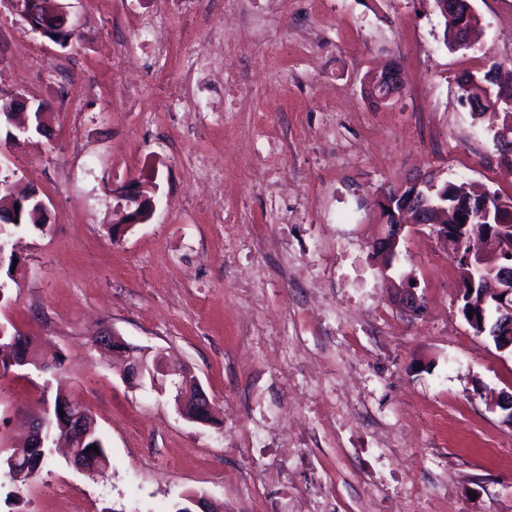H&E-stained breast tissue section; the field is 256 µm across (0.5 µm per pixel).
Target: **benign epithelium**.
I'll return each instance as SVG.
<instances>
[{"instance_id": "7a95c632", "label": "benign epithelium", "mask_w": 512, "mask_h": 512, "mask_svg": "<svg viewBox=\"0 0 512 512\" xmlns=\"http://www.w3.org/2000/svg\"><path fill=\"white\" fill-rule=\"evenodd\" d=\"M23 17L31 28L42 36L63 43L62 36L76 37L79 27L71 20L69 4L62 0H47L46 13L37 15L31 7L32 0H7ZM404 70L395 60L389 62L373 77L370 98L381 104L392 98L402 88ZM467 97L496 99L512 108V75L509 68L502 66L499 73L484 81L472 75L469 83L463 85ZM10 106L9 121L14 117L25 116L24 123L16 126L17 132L10 133L8 139L17 140L22 135H50L44 122L48 106L33 103L18 95L0 97ZM428 175L424 171L415 173L405 184L382 191L379 215L384 224V233L374 244L383 270L388 271L399 261L400 243L407 224L428 226L437 238L445 241H458L468 246L462 262L464 272L457 273V300H466L467 306L461 313L470 327H476L479 334L492 337L495 348L500 352L512 353V251L503 243L504 230L512 232V226L503 224L456 225L452 228L436 221L429 197L423 188L429 186ZM0 228L15 223L19 212L32 199L42 215L48 214V207L40 193L31 190L26 195L19 194L9 184L0 182ZM394 304L408 318L423 314V296L418 294L416 280L403 278L402 285L395 290ZM125 357L126 378L132 383H148L160 392L166 385L174 388V403L178 413L187 421L204 424L211 414L210 401L192 371L184 366H170L160 354L140 347L136 350H120ZM82 412L76 408L75 400L68 395L60 398L55 418L63 430L62 437L68 441L83 440L87 437ZM182 499L187 502L184 512H212L213 506L196 493H186Z\"/></svg>"}]
</instances>
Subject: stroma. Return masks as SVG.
<instances>
[{"label":"stroma","mask_w":512,"mask_h":512,"mask_svg":"<svg viewBox=\"0 0 512 512\" xmlns=\"http://www.w3.org/2000/svg\"><path fill=\"white\" fill-rule=\"evenodd\" d=\"M70 3L80 36L63 47L0 0V94L49 103L53 133L12 142L0 127V170L48 206L14 231L26 273L0 322L61 359L45 375L0 368V459L51 379L90 410L110 465L92 476L53 453L23 484L0 466V512H173L187 492L262 512L318 484L334 512H367L372 494L387 512H512V426L494 404L512 355L460 316L428 228L404 232L389 271L372 250L378 196L417 171L512 197V165L458 85L512 66V0H472L482 45L461 50L434 0H170L163 54L136 36L153 0ZM221 16L225 84L199 72ZM393 57L405 87L373 104L366 81ZM178 100L194 113L170 112ZM130 182L151 201L133 223ZM408 272L416 319L390 299ZM105 326L188 366L209 422L126 383L91 344ZM291 429L299 451L280 456ZM383 432L418 459L379 470Z\"/></svg>","instance_id":"obj_1"}]
</instances>
